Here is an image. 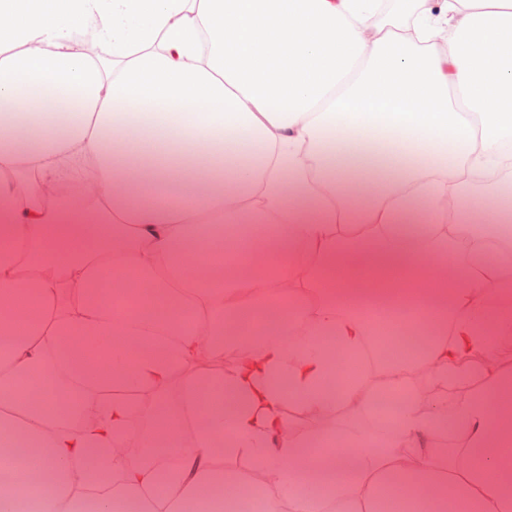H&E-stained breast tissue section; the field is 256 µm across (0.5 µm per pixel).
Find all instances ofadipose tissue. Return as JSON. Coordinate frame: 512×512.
Here are the masks:
<instances>
[{
	"instance_id": "ef3b65f1",
	"label": "adipose tissue",
	"mask_w": 512,
	"mask_h": 512,
	"mask_svg": "<svg viewBox=\"0 0 512 512\" xmlns=\"http://www.w3.org/2000/svg\"><path fill=\"white\" fill-rule=\"evenodd\" d=\"M381 5L0 0V512H512V0ZM225 364V358L222 362H220L219 360L217 362L206 354H199L194 359H192L187 364V366L176 370L172 374L170 380L167 383L165 394H167L171 399L178 398L186 372L203 371L205 369H216L217 367H225Z\"/></svg>"
}]
</instances>
